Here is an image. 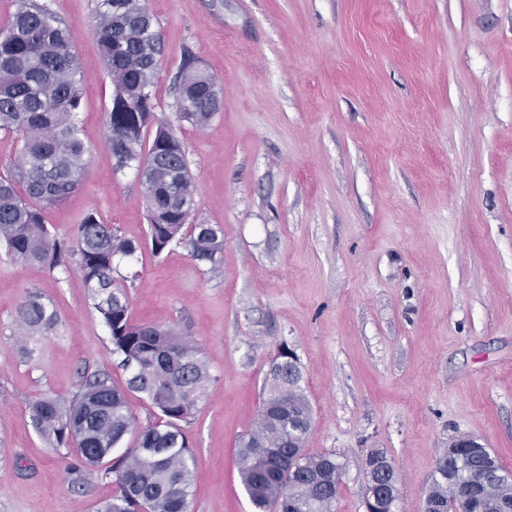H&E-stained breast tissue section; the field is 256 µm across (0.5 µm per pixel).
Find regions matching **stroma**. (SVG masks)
Masks as SVG:
<instances>
[{
  "label": "stroma",
  "mask_w": 512,
  "mask_h": 512,
  "mask_svg": "<svg viewBox=\"0 0 512 512\" xmlns=\"http://www.w3.org/2000/svg\"><path fill=\"white\" fill-rule=\"evenodd\" d=\"M43 2L77 37L91 148L82 186L45 222L65 235L94 213L139 241L116 271L132 320L175 327L209 362L182 426L189 512H253L236 443L284 347L313 409L305 448L343 465L331 512H364L372 449L398 474L393 512H423L454 436L512 471V0H147L163 43L156 113L184 142L193 222L224 231L214 273L176 243L152 253L138 172L114 168L95 0ZM189 53L223 98L201 130L177 118ZM31 291L59 323L26 359L13 316ZM99 370L129 376L78 271L0 248V512H96L111 498L100 472L72 485L65 449L27 412Z\"/></svg>",
  "instance_id": "obj_1"
}]
</instances>
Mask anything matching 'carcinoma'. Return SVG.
Instances as JSON below:
<instances>
[{
  "label": "carcinoma",
  "instance_id": "1",
  "mask_svg": "<svg viewBox=\"0 0 512 512\" xmlns=\"http://www.w3.org/2000/svg\"><path fill=\"white\" fill-rule=\"evenodd\" d=\"M94 36L114 101L106 112L105 144L119 168L141 170L149 217L148 240L155 255L176 242L192 259L218 270L224 251L219 224H192L195 185L185 148L175 131L155 115L152 76L163 56L161 35L145 0H96ZM76 38L39 0H18L0 28V131L21 142L12 171L0 176V245L18 262L64 273H80L92 308L109 331L112 353L130 368L123 389L103 372L82 376L69 399L41 395L28 405L34 431L54 447H65L68 473L81 485L83 472L100 465L98 451L133 446L111 459L104 475L117 490L97 512H186L193 462L181 422L192 417L211 381L199 348L172 327L134 323L126 285L113 276L117 259L135 257L140 245L94 213L73 233L60 237L45 224L43 210L63 202L85 180L89 149L76 114L83 106ZM176 108L182 121L206 127L221 110L218 81L184 57L175 78ZM156 126L151 142L146 133ZM15 323L26 335L48 336L57 311L36 293L19 303ZM140 393L159 417L140 425L129 394ZM312 406L301 387V372L272 378L253 426L237 442L242 483L255 508L265 512H330L339 484L333 453L309 454L305 442ZM439 462L448 477L435 473L427 496L456 512L472 488L497 512L512 502V472L497 457L462 448ZM298 445L299 462L288 467V444Z\"/></svg>",
  "mask_w": 512,
  "mask_h": 512
}]
</instances>
